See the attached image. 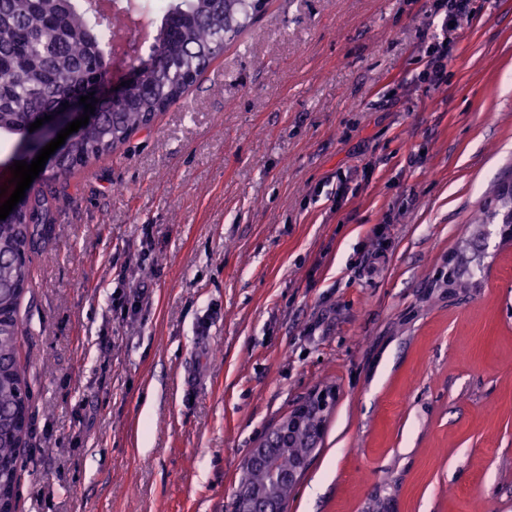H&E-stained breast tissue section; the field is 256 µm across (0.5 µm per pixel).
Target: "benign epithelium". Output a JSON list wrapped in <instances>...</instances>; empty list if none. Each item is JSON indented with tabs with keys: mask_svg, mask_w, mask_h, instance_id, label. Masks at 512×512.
I'll return each mask as SVG.
<instances>
[{
	"mask_svg": "<svg viewBox=\"0 0 512 512\" xmlns=\"http://www.w3.org/2000/svg\"><path fill=\"white\" fill-rule=\"evenodd\" d=\"M115 70L114 65L108 68L102 83L92 89L94 97L97 98L95 107H100L106 100L122 96L129 87L139 83L141 79L140 70L137 67L126 65L121 75L125 85L110 92L107 90V85L113 79ZM79 99L78 94L67 95L66 102L69 107L51 112L52 120L43 123L40 128L31 133L26 132L21 135L22 152L37 155L68 123L80 117L81 113L74 111ZM323 410L324 402L321 400L312 398L302 403L289 411L253 448L245 468L262 469L266 474V482L262 485H255L247 480L241 482L237 492L238 512H288V498L310 465L320 442L324 428ZM296 447L300 448V452L296 457L294 468L288 472L280 470L277 466L279 454L286 448Z\"/></svg>",
	"mask_w": 512,
	"mask_h": 512,
	"instance_id": "obj_1",
	"label": "benign epithelium"
}]
</instances>
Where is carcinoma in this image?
<instances>
[{
    "label": "carcinoma",
    "instance_id": "carcinoma-1",
    "mask_svg": "<svg viewBox=\"0 0 512 512\" xmlns=\"http://www.w3.org/2000/svg\"><path fill=\"white\" fill-rule=\"evenodd\" d=\"M265 0H169L148 56L138 58L142 79L67 144L62 167L46 180L66 187L75 170L111 154L154 117L175 104L197 75L224 51V36L253 21ZM124 15L104 19L76 0H0V132L17 133L60 103V87L77 92L105 70L102 53ZM56 231L49 199L29 193L11 219L0 222V505L16 512L19 451L32 432L30 390L19 358L21 302L31 262Z\"/></svg>",
    "mask_w": 512,
    "mask_h": 512
}]
</instances>
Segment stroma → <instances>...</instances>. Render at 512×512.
I'll return each instance as SVG.
<instances>
[{
    "label": "stroma",
    "mask_w": 512,
    "mask_h": 512,
    "mask_svg": "<svg viewBox=\"0 0 512 512\" xmlns=\"http://www.w3.org/2000/svg\"><path fill=\"white\" fill-rule=\"evenodd\" d=\"M453 2L268 0L71 177L20 310L17 512H234L323 389L288 512H512V241L472 259L512 172V0L445 31Z\"/></svg>",
    "instance_id": "1"
}]
</instances>
